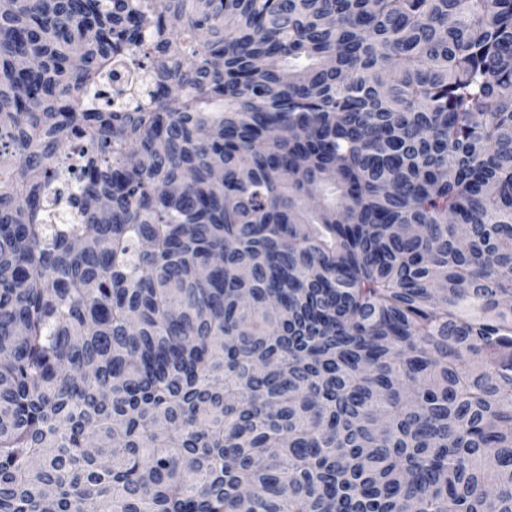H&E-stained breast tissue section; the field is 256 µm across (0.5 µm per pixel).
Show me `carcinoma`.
<instances>
[{
	"label": "carcinoma",
	"instance_id": "obj_1",
	"mask_svg": "<svg viewBox=\"0 0 512 512\" xmlns=\"http://www.w3.org/2000/svg\"><path fill=\"white\" fill-rule=\"evenodd\" d=\"M0 512H512V0H0Z\"/></svg>",
	"mask_w": 512,
	"mask_h": 512
}]
</instances>
